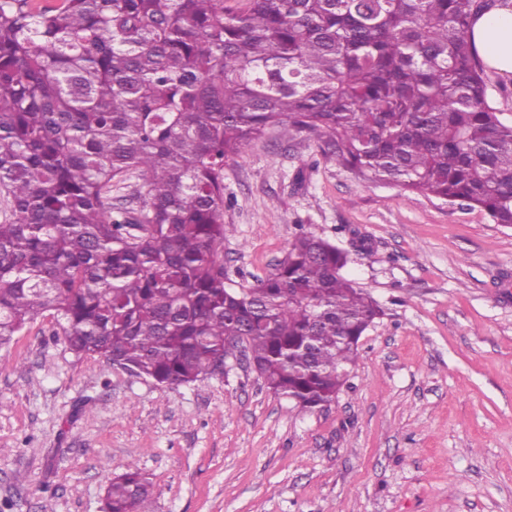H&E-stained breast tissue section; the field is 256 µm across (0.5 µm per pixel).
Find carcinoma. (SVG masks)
I'll return each instance as SVG.
<instances>
[{
  "label": "carcinoma",
  "instance_id": "obj_1",
  "mask_svg": "<svg viewBox=\"0 0 512 512\" xmlns=\"http://www.w3.org/2000/svg\"><path fill=\"white\" fill-rule=\"evenodd\" d=\"M493 0H0V349L51 316L67 349L189 385L244 352L303 410L347 383L380 307L299 230L231 286L224 159L303 134L358 178L512 227V125L468 37ZM131 174L142 206L112 211ZM129 464L108 512H149Z\"/></svg>",
  "mask_w": 512,
  "mask_h": 512
}]
</instances>
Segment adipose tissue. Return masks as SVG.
I'll list each match as a JSON object with an SVG mask.
<instances>
[{
	"label": "adipose tissue",
	"mask_w": 512,
	"mask_h": 512,
	"mask_svg": "<svg viewBox=\"0 0 512 512\" xmlns=\"http://www.w3.org/2000/svg\"><path fill=\"white\" fill-rule=\"evenodd\" d=\"M469 37L485 67L512 75V0H496L490 10L475 16Z\"/></svg>",
	"instance_id": "adipose-tissue-1"
}]
</instances>
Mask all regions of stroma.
I'll return each mask as SVG.
<instances>
[{"instance_id":"stroma-1","label":"stroma","mask_w":512,"mask_h":512,"mask_svg":"<svg viewBox=\"0 0 512 512\" xmlns=\"http://www.w3.org/2000/svg\"><path fill=\"white\" fill-rule=\"evenodd\" d=\"M348 250L381 308L329 406L230 362L160 385L78 357L51 317L0 349V506L107 512L126 463L152 512H512V227L363 181L274 132L224 162V265L269 275L297 226Z\"/></svg>"}]
</instances>
